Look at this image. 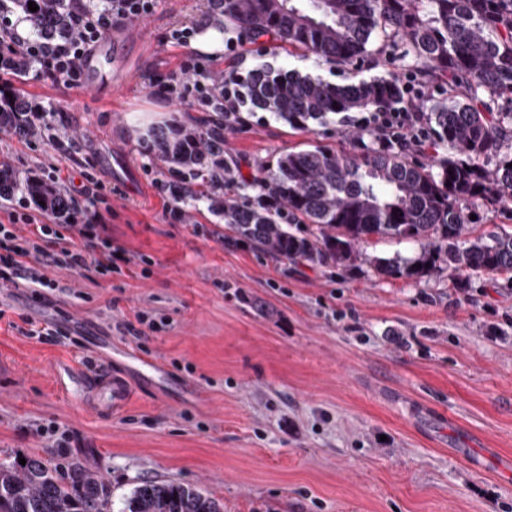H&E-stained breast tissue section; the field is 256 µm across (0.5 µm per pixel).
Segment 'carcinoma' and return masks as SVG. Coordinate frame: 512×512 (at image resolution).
Masks as SVG:
<instances>
[{
    "label": "carcinoma",
    "instance_id": "1",
    "mask_svg": "<svg viewBox=\"0 0 512 512\" xmlns=\"http://www.w3.org/2000/svg\"><path fill=\"white\" fill-rule=\"evenodd\" d=\"M236 28L269 36L328 63L366 56L373 35L393 42L409 61L387 79L336 84L298 73L261 68L243 81L241 103L271 112L295 130L352 112H418L407 84L448 89V102L426 115L430 137L408 149L385 145L355 153L318 146L276 158L269 174L249 187L276 205L227 195L214 210L232 232L229 241L279 261L313 267L346 265L373 237L420 245L411 259L374 257L377 273L420 279L446 266L476 272L512 271V233L465 241L462 205L482 202L512 210V0H215ZM38 10H29V4ZM32 28L68 32L63 0H15ZM0 128L26 135L15 114L17 94L0 91ZM161 159L178 178L209 190L233 188L236 164L224 154V113L154 134ZM430 149L428 162L411 160ZM22 187L56 202L43 184L0 175V198ZM0 464V512H112L107 484L94 474L58 473L48 458ZM121 512H223L200 489L173 481L137 486Z\"/></svg>",
    "mask_w": 512,
    "mask_h": 512
}]
</instances>
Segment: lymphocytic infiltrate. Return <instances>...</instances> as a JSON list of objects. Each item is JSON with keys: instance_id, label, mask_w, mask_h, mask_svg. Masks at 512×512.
<instances>
[{"instance_id": "obj_1", "label": "lymphocytic infiltrate", "mask_w": 512, "mask_h": 512, "mask_svg": "<svg viewBox=\"0 0 512 512\" xmlns=\"http://www.w3.org/2000/svg\"><path fill=\"white\" fill-rule=\"evenodd\" d=\"M12 0H0V71L8 72L9 60L20 58L35 65L42 78L52 84L70 89L80 88L86 57L96 44L126 21L149 14L155 0H104L99 9H91L86 0H69L68 14L72 34L59 37L21 34L9 22ZM239 80L235 75L225 76L222 85L195 83V96H188L179 81L167 87L170 100L194 102L209 108L220 104L223 112L234 115L239 110ZM375 130L390 141H424L427 130L418 112H377L372 117ZM31 198L19 197L0 224V285L24 286L42 291L58 288L49 270L79 273L95 266L99 273L119 268L121 259L113 251L111 242L100 239L99 225L79 224L68 219L65 229L44 223L49 208L40 214H31ZM27 227V234H19V227ZM98 249V257H91V249Z\"/></svg>"}]
</instances>
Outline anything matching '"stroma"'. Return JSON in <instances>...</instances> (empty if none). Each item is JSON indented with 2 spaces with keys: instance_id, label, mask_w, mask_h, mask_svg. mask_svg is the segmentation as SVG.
<instances>
[{
  "instance_id": "obj_1",
  "label": "stroma",
  "mask_w": 512,
  "mask_h": 512,
  "mask_svg": "<svg viewBox=\"0 0 512 512\" xmlns=\"http://www.w3.org/2000/svg\"><path fill=\"white\" fill-rule=\"evenodd\" d=\"M221 16L210 0H157L119 27L116 91L54 86L31 66L7 77L52 119L31 141L1 129L0 155L22 176L49 162L77 184L106 174L123 193L94 221L130 262L109 276L56 273L50 303L0 288V461L36 455L95 473L117 510L155 479L197 487L224 512H512V476L482 454L512 457V271L380 275L365 256L419 248L378 238L348 266L276 261L228 246L204 197L184 202V222L166 219L152 183L164 165L139 124L200 117L163 98L185 61L208 79L271 66L346 84L399 71L380 35L354 65L234 33L214 56L170 38ZM240 115L224 151L247 178L292 150L373 143L349 138L357 112L303 132L263 110ZM139 312L154 331L116 330ZM26 316L63 324L82 346L22 335ZM129 350L162 373L142 374ZM116 367L139 390L121 413L89 412L58 391L72 369Z\"/></svg>"
}]
</instances>
